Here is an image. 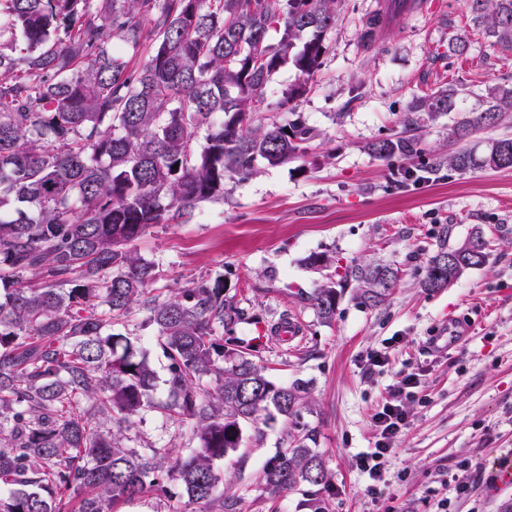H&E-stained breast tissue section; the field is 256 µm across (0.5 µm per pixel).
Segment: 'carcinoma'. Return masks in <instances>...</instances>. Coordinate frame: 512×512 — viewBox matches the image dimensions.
I'll return each instance as SVG.
<instances>
[{
    "instance_id": "obj_1",
    "label": "carcinoma",
    "mask_w": 512,
    "mask_h": 512,
    "mask_svg": "<svg viewBox=\"0 0 512 512\" xmlns=\"http://www.w3.org/2000/svg\"><path fill=\"white\" fill-rule=\"evenodd\" d=\"M492 45L512 52V0H466ZM391 8L366 20L374 42ZM336 0H0V512H117L178 482L190 512H224L217 462L237 450L243 428L308 404V383L272 381L216 329L246 319L224 283L154 288V266L134 248L156 224L185 222L196 206L224 197V180L247 179L263 161L306 157L316 130L300 119L262 122L273 75L286 63L306 81L325 53ZM272 29L281 30L277 43ZM121 44L112 46V38ZM146 63L134 68L143 47ZM411 111H448L445 93L415 98ZM512 112V90L493 92L463 115V139ZM205 143H200L201 132ZM417 140L368 146L380 160L410 157ZM178 168H173V165ZM448 168L512 169V138L476 156L460 150ZM477 234L442 243L421 287L439 291L488 261ZM398 272L353 264L306 296L326 324L355 281V298L384 301ZM155 328L168 361L167 395L155 370L112 326L132 310ZM190 426L195 445L164 475L121 436L145 411ZM312 431L265 463L271 493L324 488Z\"/></svg>"
}]
</instances>
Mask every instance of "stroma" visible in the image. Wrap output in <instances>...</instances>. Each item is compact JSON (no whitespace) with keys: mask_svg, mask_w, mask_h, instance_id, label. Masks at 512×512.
<instances>
[{"mask_svg":"<svg viewBox=\"0 0 512 512\" xmlns=\"http://www.w3.org/2000/svg\"><path fill=\"white\" fill-rule=\"evenodd\" d=\"M387 2L338 0L327 50L295 112L262 113L284 124L298 112L318 130L303 160L262 163L248 179H226L223 199L198 204L187 223L151 227L136 243L156 265L158 287L223 277L225 296L248 316L230 339L251 335L258 320L299 328L288 343L270 336L254 359L274 382L307 381L311 403L296 420L245 428L223 463L224 498L236 512H512V487L492 480L496 458L512 452V169L461 175L446 163L460 149L479 153L512 137V113L461 141L449 132L464 113L483 111L492 89H512V53L493 47L463 0H418L365 47L363 23ZM441 90L448 112L415 115V156L382 161L367 152V144L403 131L414 97ZM477 230L488 262L448 289L421 288L440 241L458 245ZM312 253L334 256L341 267L388 264L399 278L373 308L345 288L326 325L306 301L329 274L305 265ZM455 323L471 333L431 351L433 338ZM119 330L148 351L155 396L165 398L167 361L153 328L135 311ZM377 352L388 361L369 370ZM410 373L414 388L397 397L406 425L372 497L356 458L374 448L372 416ZM303 428L316 434L329 487L269 494L259 481L266 461ZM189 435L185 422L148 411L124 431L123 444L163 449L157 463L166 470L186 454ZM459 485L467 494L456 495Z\"/></svg>","mask_w":512,"mask_h":512,"instance_id":"obj_1","label":"stroma"}]
</instances>
